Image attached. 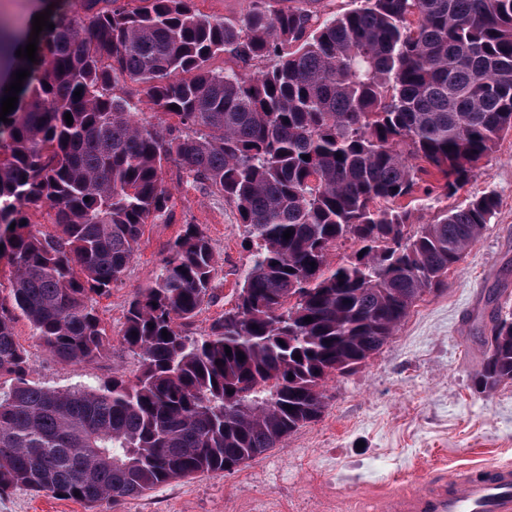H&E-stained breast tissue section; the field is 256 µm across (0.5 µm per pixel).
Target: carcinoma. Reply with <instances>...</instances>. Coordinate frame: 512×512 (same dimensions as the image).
<instances>
[{
	"label": "carcinoma",
	"mask_w": 512,
	"mask_h": 512,
	"mask_svg": "<svg viewBox=\"0 0 512 512\" xmlns=\"http://www.w3.org/2000/svg\"><path fill=\"white\" fill-rule=\"evenodd\" d=\"M133 2L63 0L35 63L16 56L28 37L0 30V67L30 71L0 121V495L115 507L279 447L498 208L484 192L405 237L421 175L452 197L512 130V0H362L319 23L269 0H244L237 21L195 0ZM219 55L236 68L211 70ZM171 164L233 203L254 242L234 307L208 339L185 333L217 289L209 239L187 224L125 310L136 379L32 381L14 324L64 364L101 355L93 301L169 211ZM42 206L53 234L31 220ZM348 238L363 255L333 263ZM485 343L487 392L512 382V318Z\"/></svg>",
	"instance_id": "cac0c4a2"
}]
</instances>
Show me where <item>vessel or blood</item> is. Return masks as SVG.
I'll list each match as a JSON object with an SVG mask.
<instances>
[{"mask_svg":"<svg viewBox=\"0 0 512 512\" xmlns=\"http://www.w3.org/2000/svg\"><path fill=\"white\" fill-rule=\"evenodd\" d=\"M386 512H512V466L460 468L447 481L391 495Z\"/></svg>","mask_w":512,"mask_h":512,"instance_id":"obj_1","label":"vessel or blood"}]
</instances>
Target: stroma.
Wrapping results in <instances>:
<instances>
[{
	"instance_id": "1",
	"label": "stroma",
	"mask_w": 512,
	"mask_h": 512,
	"mask_svg": "<svg viewBox=\"0 0 512 512\" xmlns=\"http://www.w3.org/2000/svg\"><path fill=\"white\" fill-rule=\"evenodd\" d=\"M172 206L148 225L123 280L98 298L109 342L101 357L70 366L39 345L30 324H15L31 352L34 379L66 390L85 382L134 379L139 356L121 341L129 302L153 280L185 225H201L215 256L217 299L204 302L188 329L205 338L230 309L250 264L235 206L169 166ZM494 192L499 207L447 284L424 294L389 342L350 372L330 379L320 419L232 473L157 486L120 506L96 507L20 488L0 495V512H359L369 498L410 492L462 464L512 463V383L485 392L475 376L485 354L482 331L494 313L512 315V131L483 158L454 196L422 197L406 226L414 234L472 196Z\"/></svg>"
}]
</instances>
